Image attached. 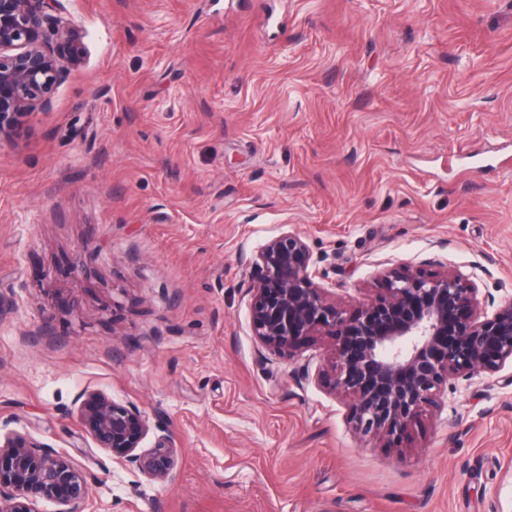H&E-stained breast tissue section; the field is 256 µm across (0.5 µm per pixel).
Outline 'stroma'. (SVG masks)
<instances>
[{"instance_id": "35a3bbf8", "label": "stroma", "mask_w": 512, "mask_h": 512, "mask_svg": "<svg viewBox=\"0 0 512 512\" xmlns=\"http://www.w3.org/2000/svg\"><path fill=\"white\" fill-rule=\"evenodd\" d=\"M83 63L0 142V430L72 454L89 512H512V367L383 448L250 327L243 256L288 232L347 311L454 268L512 299V0H57ZM168 436L161 485L79 397ZM80 422L95 447L103 448L119 463L135 466L159 484L176 479L177 449L166 437L145 448L149 418L134 405H125L97 392L83 395Z\"/></svg>"}]
</instances>
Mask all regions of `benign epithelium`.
<instances>
[{"label": "benign epithelium", "instance_id": "1", "mask_svg": "<svg viewBox=\"0 0 512 512\" xmlns=\"http://www.w3.org/2000/svg\"><path fill=\"white\" fill-rule=\"evenodd\" d=\"M54 0H0V142L27 115L51 106V93L85 55L79 32L50 14ZM250 323L268 350L292 358L311 336L336 337L335 360L320 382L352 401L351 422L391 443L437 404L442 386L512 363V300L481 311L477 285L447 269L405 267L382 274L385 296L349 314L328 298L300 237L271 238L250 260ZM80 422L95 447L150 480L176 479L177 449L165 438L146 448L149 417L97 392L84 395ZM92 478L73 456L21 431L0 433V512H87Z\"/></svg>", "mask_w": 512, "mask_h": 512}]
</instances>
